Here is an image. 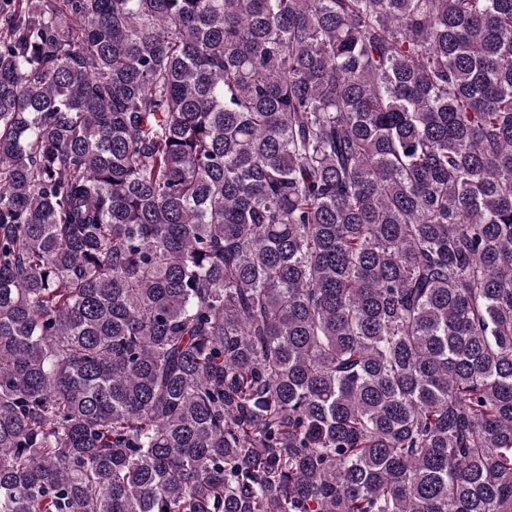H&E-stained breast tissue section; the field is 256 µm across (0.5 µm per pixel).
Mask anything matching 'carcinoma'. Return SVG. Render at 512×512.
Instances as JSON below:
<instances>
[{"mask_svg":"<svg viewBox=\"0 0 512 512\" xmlns=\"http://www.w3.org/2000/svg\"><path fill=\"white\" fill-rule=\"evenodd\" d=\"M0 512H512V0H0Z\"/></svg>","mask_w":512,"mask_h":512,"instance_id":"obj_1","label":"carcinoma"}]
</instances>
